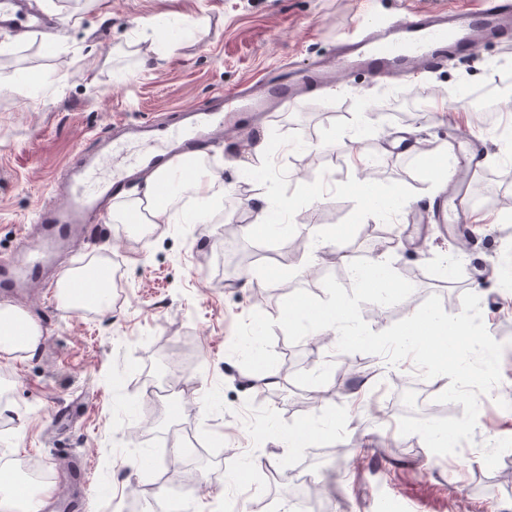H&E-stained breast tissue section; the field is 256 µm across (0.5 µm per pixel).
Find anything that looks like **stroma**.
Masks as SVG:
<instances>
[{
  "mask_svg": "<svg viewBox=\"0 0 512 512\" xmlns=\"http://www.w3.org/2000/svg\"><path fill=\"white\" fill-rule=\"evenodd\" d=\"M54 22L51 31L19 36L0 29V69L38 73V87H0V257L19 252L24 227L57 201L56 178L80 152L103 153L98 136L113 122L159 120L177 125L182 110L210 107L212 96L276 64L299 68L330 56L363 20L385 23L412 8L448 0H31ZM186 15L208 25L190 28ZM172 29L177 47L164 51L144 20ZM512 69V43H490L436 72L413 71L382 84L362 75L338 76L286 110L268 116L253 134L273 147L262 191L238 190L212 204L206 224H161L145 236L113 221L106 209L66 266L106 259L123 271L124 286L106 310L64 311L43 288L0 296L39 326L35 349L0 360V466L35 465L54 482L66 480L63 456L88 462L93 495L87 512H296L290 473L313 471L318 512H382L383 501L404 512H512V301L499 265L512 253V152L499 138L512 126V89L493 102L484 125L478 101L448 102L450 90L491 82V66ZM484 143L482 171L469 197L476 219L472 246L451 228L419 224L411 212L449 183L427 155L460 144ZM423 151L398 152L405 140ZM380 159L377 190L396 199L383 218L394 240L357 238L360 200L349 190L355 167ZM323 204L309 205L310 189ZM284 200L283 231L267 240L249 231L224 237L231 221L251 223L259 194ZM406 207H398L401 199ZM335 246L319 247L330 227ZM303 238L299 262L288 260ZM381 256L398 274L413 272V293L367 317L380 332L409 317L433 294L458 313L464 293L479 296L484 325L504 343L501 381L481 396L472 442L458 453L434 455L419 435H401L393 410L396 390L419 374L412 360L380 358L372 371L365 353L336 377V348L327 337L291 343L274 328L279 362L271 374L246 371L229 348L235 326L259 311L278 318L298 289L324 297L333 275L351 287L348 266ZM177 371V399L149 389L156 361ZM130 362L147 378L113 389V375ZM85 403L67 429L58 408ZM301 446L289 436L305 422ZM195 431L206 471L184 467L181 442Z\"/></svg>",
  "mask_w": 512,
  "mask_h": 512,
  "instance_id": "obj_1",
  "label": "stroma"
}]
</instances>
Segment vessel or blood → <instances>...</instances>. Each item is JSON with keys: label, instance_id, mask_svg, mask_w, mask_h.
I'll return each mask as SVG.
<instances>
[{"label": "vessel or blood", "instance_id": "vessel-or-blood-1", "mask_svg": "<svg viewBox=\"0 0 512 512\" xmlns=\"http://www.w3.org/2000/svg\"><path fill=\"white\" fill-rule=\"evenodd\" d=\"M0 26L18 33H37L45 19L29 9L27 0H0ZM512 36V0H482L478 9L456 6L439 10H412L385 28H369L361 37L343 44L336 65L316 63L295 72L267 71L230 94L216 93L213 106L205 111L186 110L180 115L188 131L171 137L168 126L143 123L124 126L125 134L161 141L173 139L168 151H150L135 160L140 171L173 170L176 157L198 155L208 149L217 134L232 138L253 123L257 114L278 112L295 104L303 89L333 84L336 70L365 74L377 82L394 81L418 67L434 72L449 58L473 53L486 40L500 42ZM102 160L85 156L68 167L62 178L65 204L43 205L35 224L23 235L26 246L16 258L0 259V293L13 294L19 288H35L47 275L50 248L85 236L97 222L105 201L118 196L127 178L117 173L102 178ZM468 185L455 184L454 200L440 197L424 207L425 216L435 223L460 224L463 238L473 236L474 219L465 208ZM71 472L80 486L70 512H82L92 487L82 462H73Z\"/></svg>", "mask_w": 512, "mask_h": 512}]
</instances>
